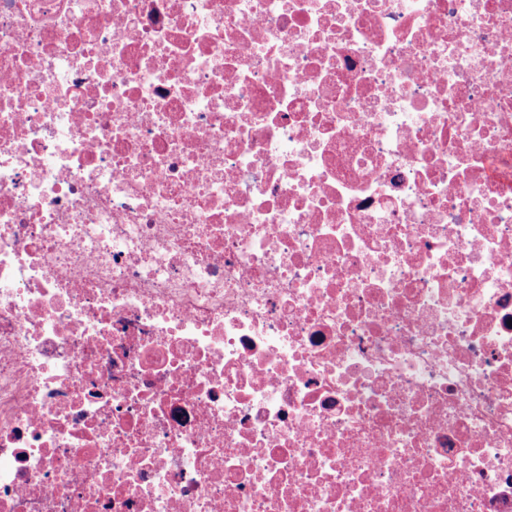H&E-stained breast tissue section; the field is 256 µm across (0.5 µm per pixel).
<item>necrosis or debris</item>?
Segmentation results:
<instances>
[{"mask_svg": "<svg viewBox=\"0 0 512 512\" xmlns=\"http://www.w3.org/2000/svg\"><path fill=\"white\" fill-rule=\"evenodd\" d=\"M0 512H512V0H0Z\"/></svg>", "mask_w": 512, "mask_h": 512, "instance_id": "4bbe7bcc", "label": "necrosis or debris"}]
</instances>
